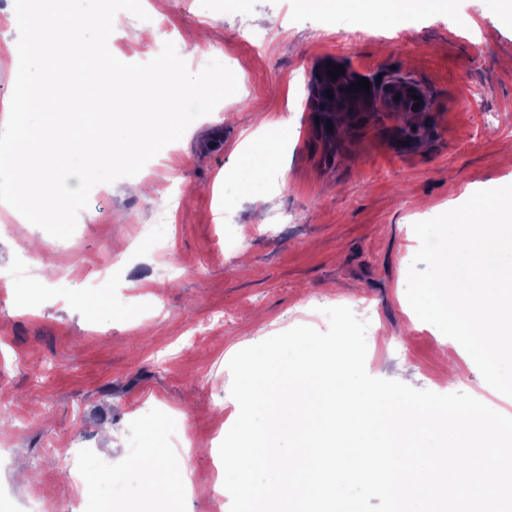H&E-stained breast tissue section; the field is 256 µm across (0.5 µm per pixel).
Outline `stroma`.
<instances>
[{
	"mask_svg": "<svg viewBox=\"0 0 512 512\" xmlns=\"http://www.w3.org/2000/svg\"><path fill=\"white\" fill-rule=\"evenodd\" d=\"M511 1L442 0L435 12L394 21L378 0L341 12L307 0H148L145 22L119 11L112 46L126 62L161 53L141 35L150 25L191 71L234 59L238 89L144 166L149 195L128 193L122 178L93 189L70 238L0 204V225L15 227L0 235V385L15 410L36 413L25 426L0 413L13 436L0 447V512H38V488L72 512H210L223 468L216 432L232 427L239 408L231 358L301 325L319 298L371 312L370 376L390 379L403 366L413 388L480 392L512 414V397L406 297L420 246L414 224L462 205L468 191L512 185V165L495 163L512 155V26L502 21ZM244 21L268 42H242ZM198 28L213 35L208 51L188 37ZM329 63L381 92L406 79L427 109L372 105L357 124L340 112L326 137L313 121L310 82ZM283 120V175L241 182L246 139L272 136ZM83 274L104 300L99 312L75 302L83 289L71 279ZM218 310L229 321L183 348L191 324ZM188 433L195 493L172 505L153 500L127 458L158 445L185 457L175 440ZM72 442L94 451L79 463L80 479L103 472L128 482L130 495L75 496L53 453Z\"/></svg>",
	"mask_w": 512,
	"mask_h": 512,
	"instance_id": "1",
	"label": "stroma"
}]
</instances>
